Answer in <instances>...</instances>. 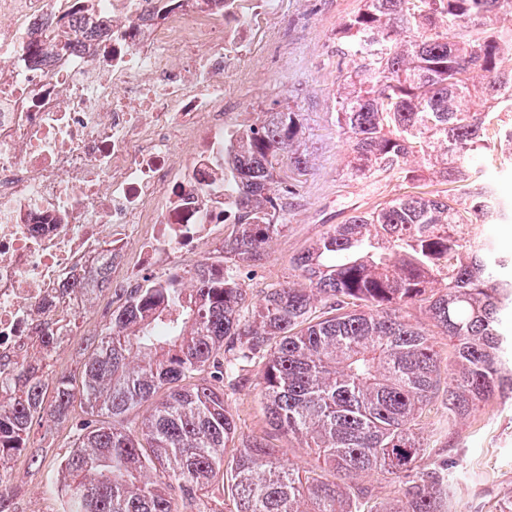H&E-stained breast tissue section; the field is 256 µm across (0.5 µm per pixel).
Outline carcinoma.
<instances>
[{"instance_id":"cac0c4a2","label":"carcinoma","mask_w":512,"mask_h":512,"mask_svg":"<svg viewBox=\"0 0 512 512\" xmlns=\"http://www.w3.org/2000/svg\"><path fill=\"white\" fill-rule=\"evenodd\" d=\"M341 39L349 174L428 175L451 192L398 196L329 227L291 259L294 281L249 304L234 267L261 263L286 228L276 166L308 161L287 108L226 130L224 263L187 271L190 288L176 273L128 289L77 385L45 372L64 342L49 331L0 399V462L34 447L35 421H66L79 404L65 512H203L199 492L218 474L222 512H363L373 494L358 478L370 472L398 479L400 495L369 512H447L448 469L425 463L416 432L425 408L443 394L452 423L512 396L497 330L512 257L464 232L503 216L481 162L512 160V0H363ZM415 306L454 341L448 368ZM263 352L267 423L332 478L239 438L224 381Z\"/></svg>"}]
</instances>
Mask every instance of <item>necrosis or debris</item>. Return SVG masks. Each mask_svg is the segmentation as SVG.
Returning a JSON list of instances; mask_svg holds the SVG:
<instances>
[{"mask_svg":"<svg viewBox=\"0 0 512 512\" xmlns=\"http://www.w3.org/2000/svg\"><path fill=\"white\" fill-rule=\"evenodd\" d=\"M241 0H0V373L90 268L175 270L224 222V71ZM180 151H173V143Z\"/></svg>","mask_w":512,"mask_h":512,"instance_id":"obj_1","label":"necrosis or debris"}]
</instances>
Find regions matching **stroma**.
<instances>
[{"label": "stroma", "mask_w": 512, "mask_h": 512, "mask_svg": "<svg viewBox=\"0 0 512 512\" xmlns=\"http://www.w3.org/2000/svg\"><path fill=\"white\" fill-rule=\"evenodd\" d=\"M361 6L362 0H279L275 10L262 14L255 24L251 52L241 69L224 77L230 96L227 126L251 124L270 109L289 106L300 114L299 145L308 156L306 172L280 170L291 188L285 230L271 241L262 265H245L238 271L250 299L292 280L290 258L330 226L404 193L443 195L448 190L429 179L415 183L388 175L355 179L347 173L348 151L337 127L336 89L349 67L341 52L340 28ZM125 297L122 286L100 292L92 319L70 336L64 351L52 361L51 373L78 372L87 339L99 333ZM240 379V388L224 390V402L240 434L269 439L296 468L315 466L311 449L268 425L258 367L242 371ZM33 433L44 449L40 468L30 467L25 452L5 465L10 512H63L56 481L59 463L71 450L70 425L46 417L34 423ZM422 436L428 460L450 466L453 512H497L504 500L512 499V400L493 403L453 426L442 401H435Z\"/></svg>", "instance_id": "35a3bbf8"}]
</instances>
